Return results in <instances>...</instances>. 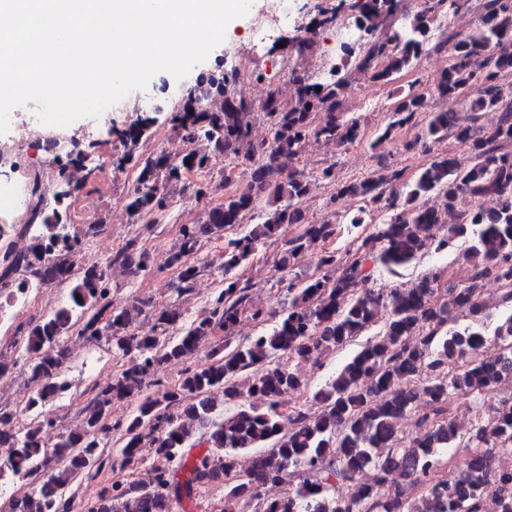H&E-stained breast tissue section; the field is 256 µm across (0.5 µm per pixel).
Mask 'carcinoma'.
I'll list each match as a JSON object with an SVG mask.
<instances>
[{
	"instance_id": "1",
	"label": "carcinoma",
	"mask_w": 512,
	"mask_h": 512,
	"mask_svg": "<svg viewBox=\"0 0 512 512\" xmlns=\"http://www.w3.org/2000/svg\"><path fill=\"white\" fill-rule=\"evenodd\" d=\"M400 2L352 3L354 23L367 39L356 46L340 43L339 63L326 79L294 74L296 98L290 102H282L273 88L259 100L238 98L228 90L233 76L224 71L188 89L172 122L184 141L208 142L209 154L140 152L141 142L150 137L149 117L121 131L126 151L113 165L121 169L133 162L137 167L126 208L141 222L155 225L166 219L180 192L190 189L200 200L224 187L210 178L190 185L184 170L222 176L216 158L228 154L266 193L262 199L249 190L227 195L201 223L181 226L178 246L169 256L178 299L193 292L203 271L195 261L202 238L238 228L254 214L260 219L228 239L223 287L196 318L184 319L175 303H116L112 293L123 284L115 272L134 278L147 271V251L131 241L104 262L81 263L78 239L65 233L68 195L58 192L51 202L32 196L29 220L17 228L29 244L24 250H0V288L66 281L72 286L65 305L25 331L26 364L37 384L27 410L36 416L20 425L0 411V448L7 449L0 479L22 472L38 481L36 490L14 501L12 512H71L75 498L63 491L81 475L95 478L106 463L101 443L114 427L124 436L125 465L149 442L154 449L150 476L133 485L113 481L98 491L100 507L87 512H172V503L199 498L219 475L238 473L241 454L256 448L263 452L252 458L247 480L226 485L224 512H489V501L512 512V469L493 468L491 457L494 449L512 451V398L465 434L457 433L448 410L460 393L478 397L512 383V317L481 318L479 293V282L493 274L504 286L503 304L512 305V90L502 82L512 73V0H484L481 26L462 36L437 24L458 0H421L415 10L405 11L400 30L381 32ZM334 20L319 11L290 50L306 55L315 46L316 30ZM431 45L449 55L448 68L435 84L437 94L459 96L473 87L476 92L463 112L431 113L421 137H452L468 145L471 164L441 153L411 184L400 183L393 171L337 185L330 201L358 196L383 221L345 263L328 252L319 259V275L296 272L302 252L336 236L334 224L307 223L302 203L308 182L296 163L311 138L336 146L359 137L358 120L340 112L350 87L342 74L346 61L359 54L358 69L387 83L415 65ZM426 102L425 93L416 90L397 96L376 142L397 128L417 125ZM257 111L271 125L263 142L250 138ZM489 111L499 113L497 123L475 128L479 113ZM91 175L76 158L58 169L67 187ZM484 198L494 207H483ZM450 215L457 222L437 236L436 227ZM288 224L303 229L276 253L285 299L281 310H266L252 303V285L238 271L259 246L277 241L281 226ZM448 249L463 250L473 274L469 285L448 287L442 298L437 269L405 288L376 292L360 287L375 268L395 274L432 250ZM459 312L469 313L474 322L453 325ZM139 314L147 320L144 331L135 326ZM243 316L259 331L239 342L235 331ZM375 326L379 331L312 392L310 406H282L284 394L306 389L301 365L319 362ZM75 331L90 342L106 339L124 365L105 385L93 387L80 425L57 431L52 454L45 455L39 408L65 388L60 379L68 359L65 343ZM492 341L499 344L496 356H483ZM206 342L213 348L206 362L188 367L177 384L151 392L158 385L153 380L157 365L185 359ZM451 362L458 364L453 373L448 372ZM130 398L137 400L134 411L112 425V405ZM422 399L428 411L418 416V433L405 447L397 425L416 412ZM201 445L204 450H197ZM460 446L469 449L465 468L451 483L438 478L448 449ZM367 469L375 472L373 481L357 480ZM294 476L300 481L292 494H265L267 487Z\"/></svg>"
}]
</instances>
